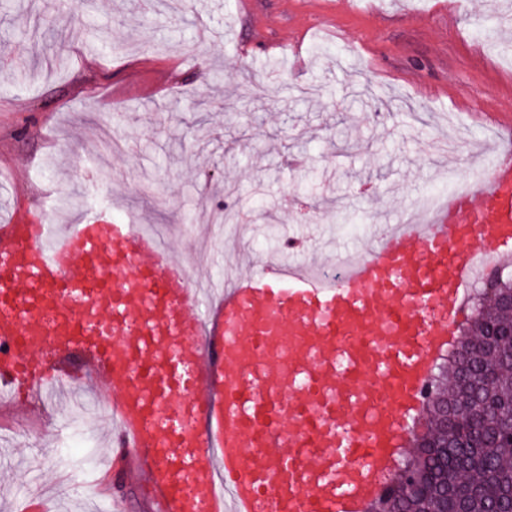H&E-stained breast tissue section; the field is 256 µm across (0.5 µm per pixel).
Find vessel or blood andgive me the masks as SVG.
<instances>
[{"mask_svg": "<svg viewBox=\"0 0 512 512\" xmlns=\"http://www.w3.org/2000/svg\"><path fill=\"white\" fill-rule=\"evenodd\" d=\"M367 252L269 259L207 302L145 224L0 223V392L97 385L153 512H364L477 269L512 254V149Z\"/></svg>", "mask_w": 512, "mask_h": 512, "instance_id": "vessel-or-blood-1", "label": "vessel or blood"}]
</instances>
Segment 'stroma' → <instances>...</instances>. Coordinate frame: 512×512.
Instances as JSON below:
<instances>
[{
  "label": "stroma",
  "instance_id": "stroma-1",
  "mask_svg": "<svg viewBox=\"0 0 512 512\" xmlns=\"http://www.w3.org/2000/svg\"><path fill=\"white\" fill-rule=\"evenodd\" d=\"M512 0H0V213L79 209L163 227L223 285L256 262L362 246L490 160L512 116V41L478 27ZM62 31L65 51L43 35ZM97 42L100 55L84 50ZM244 222L221 223L224 211ZM295 248L284 249V240ZM0 499L106 512L92 420L5 410Z\"/></svg>",
  "mask_w": 512,
  "mask_h": 512
}]
</instances>
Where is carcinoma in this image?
<instances>
[{
    "mask_svg": "<svg viewBox=\"0 0 512 512\" xmlns=\"http://www.w3.org/2000/svg\"><path fill=\"white\" fill-rule=\"evenodd\" d=\"M495 277L468 298L470 319L424 394L412 441H422L393 477L396 490L367 512H512V311ZM448 409V427L441 411Z\"/></svg>",
    "mask_w": 512,
    "mask_h": 512,
    "instance_id": "cac0c4a2",
    "label": "carcinoma"
}]
</instances>
